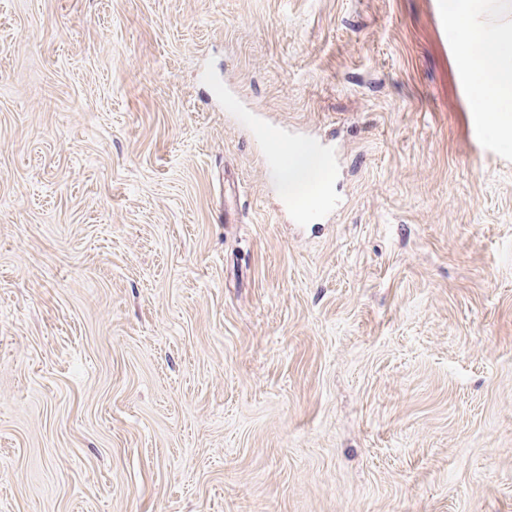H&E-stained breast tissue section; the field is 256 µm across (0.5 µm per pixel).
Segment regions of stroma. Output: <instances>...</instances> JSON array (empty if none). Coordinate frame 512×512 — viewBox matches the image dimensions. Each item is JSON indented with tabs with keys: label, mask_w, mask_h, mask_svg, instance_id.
<instances>
[{
	"label": "stroma",
	"mask_w": 512,
	"mask_h": 512,
	"mask_svg": "<svg viewBox=\"0 0 512 512\" xmlns=\"http://www.w3.org/2000/svg\"><path fill=\"white\" fill-rule=\"evenodd\" d=\"M443 3L0 0V512H512V146ZM278 151L288 154L293 160V166L288 169L284 179V185L289 193L297 195L304 186L319 181L325 165L315 154L299 147L289 149L282 146ZM294 205V216L298 223L309 222L313 218H320L328 214L332 208V196L328 189H324L314 204Z\"/></svg>",
	"instance_id": "1"
}]
</instances>
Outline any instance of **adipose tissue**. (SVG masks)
I'll list each match as a JSON object with an SVG mask.
<instances>
[{
	"label": "adipose tissue",
	"instance_id": "ef3b65f1",
	"mask_svg": "<svg viewBox=\"0 0 512 512\" xmlns=\"http://www.w3.org/2000/svg\"><path fill=\"white\" fill-rule=\"evenodd\" d=\"M485 7L484 0H469L464 6L451 0L449 5L465 48L461 63L471 78L476 107L487 115L493 133L512 132V27L491 37H473L470 30L474 17ZM289 156L293 165L284 185L289 193L297 194L321 178L325 165L315 154L299 147L290 149Z\"/></svg>",
	"mask_w": 512,
	"mask_h": 512
}]
</instances>
